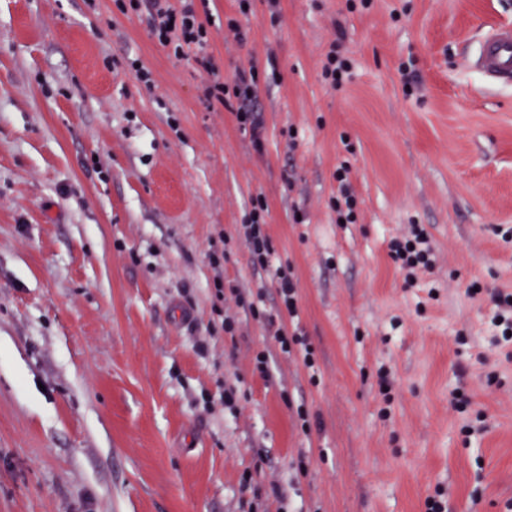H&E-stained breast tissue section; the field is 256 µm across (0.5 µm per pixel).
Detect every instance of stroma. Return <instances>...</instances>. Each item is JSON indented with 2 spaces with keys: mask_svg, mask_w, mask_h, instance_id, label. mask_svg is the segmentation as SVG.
Segmentation results:
<instances>
[{
  "mask_svg": "<svg viewBox=\"0 0 512 512\" xmlns=\"http://www.w3.org/2000/svg\"><path fill=\"white\" fill-rule=\"evenodd\" d=\"M207 6L214 64L258 71L262 147L148 12L0 0V512H426L439 492L450 512H505L512 359L489 319L512 291V88L466 58L512 0ZM258 198L311 370L247 309L288 317L245 239ZM411 224L438 265L407 290L388 243ZM342 42L341 38H335L330 43V50L323 66L324 78L330 80L335 87L340 85L343 75L350 70L348 60L341 54Z\"/></svg>",
  "mask_w": 512,
  "mask_h": 512,
  "instance_id": "1",
  "label": "stroma"
}]
</instances>
